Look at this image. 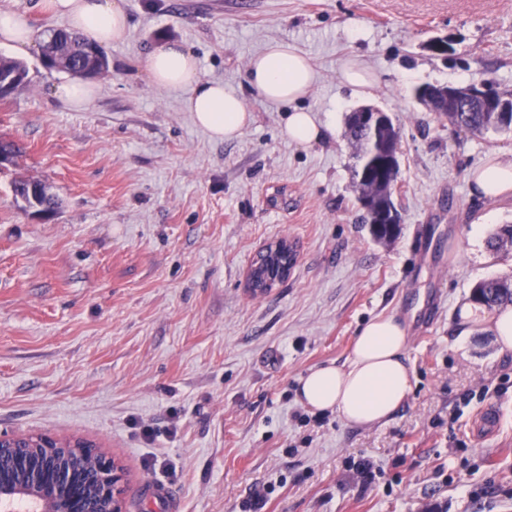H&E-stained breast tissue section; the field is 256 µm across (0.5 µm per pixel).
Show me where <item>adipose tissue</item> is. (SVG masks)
<instances>
[{
    "instance_id": "adipose-tissue-1",
    "label": "adipose tissue",
    "mask_w": 512,
    "mask_h": 512,
    "mask_svg": "<svg viewBox=\"0 0 512 512\" xmlns=\"http://www.w3.org/2000/svg\"><path fill=\"white\" fill-rule=\"evenodd\" d=\"M39 6L48 19H64L69 31L101 48L127 34L123 0H40ZM49 37V32L34 29L25 15L0 7V46L25 53L40 48ZM146 68L156 88L185 93L186 111L212 139H235L251 125L253 116L240 95L221 81L202 78L196 57L182 43L159 45ZM315 78L308 56L286 42L268 45L253 57L248 71L250 85L263 98L289 105L282 132L300 146L319 143L332 131L329 121L297 105ZM468 180L475 193L488 198L512 194V156H489L482 167L470 171ZM459 325L467 332L478 328L491 334L500 352H512V304L490 310L464 302ZM408 341V327L397 316L370 320L359 331L346 365L322 366L300 378L299 402L316 412L336 413L358 427L386 422L412 392Z\"/></svg>"
}]
</instances>
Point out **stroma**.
I'll use <instances>...</instances> for the list:
<instances>
[{"mask_svg":"<svg viewBox=\"0 0 512 512\" xmlns=\"http://www.w3.org/2000/svg\"><path fill=\"white\" fill-rule=\"evenodd\" d=\"M124 40L106 47L99 92L74 110L53 96L63 71L20 59L29 88L0 99V432L84 438L127 473L126 512H512V354L462 335L457 304L487 279L512 280V198L472 193L468 172L512 131L475 136L415 91L486 79L512 93V0H124ZM448 39L456 58L433 56ZM168 40L203 78L239 92L253 123L217 142L185 95L153 87L148 54ZM287 41L316 80L303 107L335 117L299 147L289 107L248 83L250 59ZM361 57L369 93L342 82ZM373 105L401 132L399 236L374 240L352 184L350 112ZM57 206L34 214L15 180ZM296 247L284 283L247 286L258 251ZM406 321L413 389L384 425L307 416L298 381L347 362L359 328ZM484 439L472 427L487 408ZM153 441H146L143 427ZM369 460L372 472L355 464ZM172 466L163 473L160 461ZM31 185L34 187L40 186V192L38 194H34V200H32L29 195V187ZM13 193L16 199H21L29 208H33L35 206L34 203L36 202L38 205L44 207L41 211L54 210V200L48 195L46 187L38 181L30 179L15 181L13 184Z\"/></svg>","mask_w":512,"mask_h":512,"instance_id":"35a3bbf8","label":"stroma"}]
</instances>
